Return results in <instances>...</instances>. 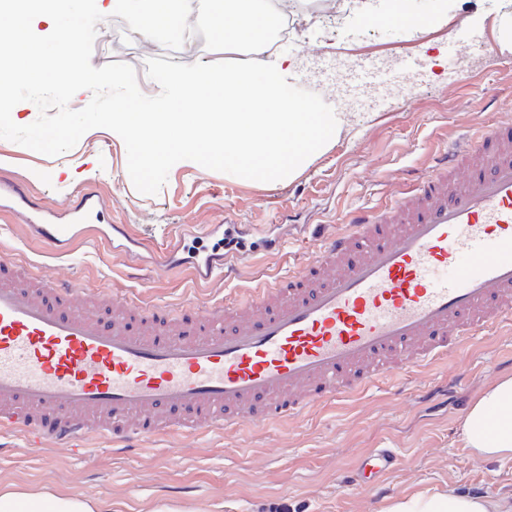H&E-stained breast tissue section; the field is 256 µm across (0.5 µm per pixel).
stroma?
Segmentation results:
<instances>
[{
  "instance_id": "stroma-1",
  "label": "stroma",
  "mask_w": 512,
  "mask_h": 512,
  "mask_svg": "<svg viewBox=\"0 0 512 512\" xmlns=\"http://www.w3.org/2000/svg\"><path fill=\"white\" fill-rule=\"evenodd\" d=\"M508 0H458L448 25L412 32L375 27L344 0H321L320 19L300 23L281 54L296 58L291 84L318 94L353 127L299 175L257 185L193 165L170 169L154 195L139 193L127 172L120 136L105 128L83 135L70 151L47 156L0 139V178L23 183L33 201L62 213L92 186L103 202L97 223L123 224L154 250L192 225L196 247H213L210 224L240 225L227 251L239 277L204 288L155 270L133 278L128 259L90 239L57 257L0 212V250L46 278L70 279L135 301L177 305L192 298L229 302L256 280L306 263L314 225L342 228L352 210L384 203L425 176L432 155L466 129L512 118V46L499 43L497 24ZM117 0H96L98 23L91 63L132 66L146 88V62L169 58L156 41L126 40ZM280 237V251L264 250ZM512 376V329L476 337L465 349L425 368L402 371L397 382L338 399L282 423L172 436L125 452L94 439L74 453L46 444L40 456L18 454L15 436H0V489L43 487L83 494L112 512H157L164 505L191 512H384L390 499L422 490L512 500V460L484 461L464 448L460 424L485 387ZM370 448H394L399 470L386 476L385 495L341 487Z\"/></svg>"
}]
</instances>
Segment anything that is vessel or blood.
<instances>
[{
	"label": "vessel or blood",
	"instance_id": "vessel-or-blood-1",
	"mask_svg": "<svg viewBox=\"0 0 512 512\" xmlns=\"http://www.w3.org/2000/svg\"><path fill=\"white\" fill-rule=\"evenodd\" d=\"M21 203L18 223L58 257L94 227V190L71 221ZM158 259L197 283L224 271L207 252ZM108 313L96 315L97 305ZM512 324V119L439 149L430 174L388 203L352 214L312 261L245 298L200 311L99 299L79 284L25 276L0 254V434L35 454L95 434L126 443L285 421L358 397L401 370L447 359L489 328ZM403 463L369 452L345 486L375 490Z\"/></svg>",
	"mask_w": 512,
	"mask_h": 512
}]
</instances>
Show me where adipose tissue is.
Listing matches in <instances>:
<instances>
[{
  "mask_svg": "<svg viewBox=\"0 0 512 512\" xmlns=\"http://www.w3.org/2000/svg\"><path fill=\"white\" fill-rule=\"evenodd\" d=\"M461 436L476 458H512V377L487 387L469 407ZM0 512H102V507L97 500L82 495L2 491ZM386 512H512V501L426 491L393 500Z\"/></svg>",
  "mask_w": 512,
  "mask_h": 512,
  "instance_id": "adipose-tissue-1",
  "label": "adipose tissue"
}]
</instances>
